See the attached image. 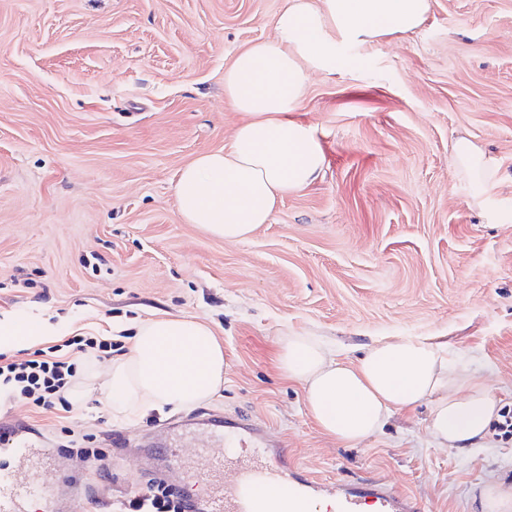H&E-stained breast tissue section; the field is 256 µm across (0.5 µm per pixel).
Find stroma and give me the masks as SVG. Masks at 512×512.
<instances>
[{
    "instance_id": "stroma-1",
    "label": "stroma",
    "mask_w": 512,
    "mask_h": 512,
    "mask_svg": "<svg viewBox=\"0 0 512 512\" xmlns=\"http://www.w3.org/2000/svg\"><path fill=\"white\" fill-rule=\"evenodd\" d=\"M282 0H0V311L112 325L106 372L155 314L207 322L230 369L200 413L261 420L304 476L342 487L382 479L422 512H476L481 487L512 482V439L440 447L428 407L393 412L354 447L324 436L304 390L277 366L289 330L353 360L373 341L423 336L453 370L512 410V0H431L414 33L344 45L350 68L310 76L294 114L324 154L320 176L288 195L250 240L227 243L180 218L174 183L197 154L227 147L241 121L224 70L272 37ZM468 136L501 163L486 223L454 177ZM183 410L114 420L101 391L42 410L0 393V422L58 448L91 437L112 459L94 486L125 499L150 461L106 448L114 431L160 454L157 426Z\"/></svg>"
}]
</instances>
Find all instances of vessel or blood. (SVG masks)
<instances>
[{
  "instance_id": "b4317fda",
  "label": "vessel or blood",
  "mask_w": 512,
  "mask_h": 512,
  "mask_svg": "<svg viewBox=\"0 0 512 512\" xmlns=\"http://www.w3.org/2000/svg\"><path fill=\"white\" fill-rule=\"evenodd\" d=\"M209 446L182 450L187 431L172 430L167 452L158 468L163 476L178 475L188 496L186 512H317V481L298 479L288 464V451L276 444L254 419L200 423ZM54 480L44 484L43 473ZM77 485L70 456L62 450L29 443L22 432L0 426V512H33L37 503H50L53 512H73ZM335 512H408L406 502L381 480L360 491L337 490Z\"/></svg>"
}]
</instances>
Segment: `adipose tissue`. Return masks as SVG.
<instances>
[{
  "label": "adipose tissue",
  "mask_w": 512,
  "mask_h": 512,
  "mask_svg": "<svg viewBox=\"0 0 512 512\" xmlns=\"http://www.w3.org/2000/svg\"><path fill=\"white\" fill-rule=\"evenodd\" d=\"M430 0H284L272 38L245 47L224 71V100L241 113L229 148L198 154L180 168L174 186L181 219L212 237L236 243L269 223L288 194L312 184L325 155L312 128L295 119L312 73L346 69L341 43L369 46L417 30ZM453 174L472 187V202L488 223L507 217L491 192L498 159L473 140L451 146ZM66 325L14 315L0 318V348L26 349ZM277 366L299 382L320 432L354 446L377 432L394 410L425 403L428 428L444 448L482 447L500 405L479 379L454 371L441 348L417 336L369 345L354 361L339 357L318 336L289 331L280 338ZM229 362L213 330L193 318L141 321L130 353L114 360L101 383L112 416L131 420L163 408L186 409L220 396Z\"/></svg>",
  "instance_id": "1"
}]
</instances>
